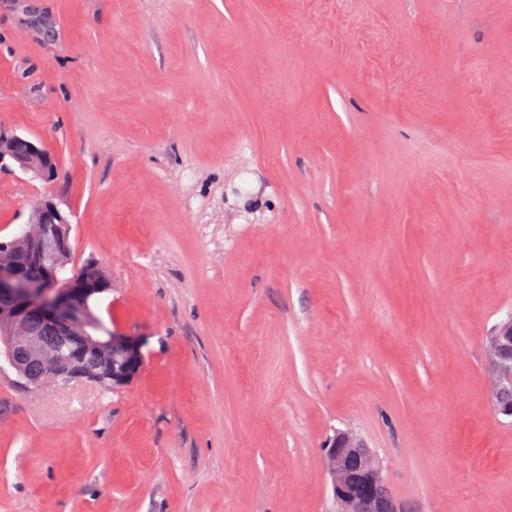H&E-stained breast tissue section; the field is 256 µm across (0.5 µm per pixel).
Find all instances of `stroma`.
<instances>
[{
	"instance_id": "stroma-1",
	"label": "stroma",
	"mask_w": 512,
	"mask_h": 512,
	"mask_svg": "<svg viewBox=\"0 0 512 512\" xmlns=\"http://www.w3.org/2000/svg\"><path fill=\"white\" fill-rule=\"evenodd\" d=\"M512 0H0V238L50 195L138 378L0 375V512H336L362 436L416 512H512ZM17 167L25 174L46 181L57 176L55 158L39 143L0 130V169ZM486 352L491 369L489 400L498 414L512 418V405L500 402L503 392H512V314L494 328Z\"/></svg>"
}]
</instances>
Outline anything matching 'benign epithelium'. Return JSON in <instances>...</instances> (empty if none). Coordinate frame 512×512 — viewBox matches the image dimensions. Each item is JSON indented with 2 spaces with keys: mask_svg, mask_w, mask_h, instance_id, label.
Wrapping results in <instances>:
<instances>
[{
  "mask_svg": "<svg viewBox=\"0 0 512 512\" xmlns=\"http://www.w3.org/2000/svg\"><path fill=\"white\" fill-rule=\"evenodd\" d=\"M17 167L25 174L51 181L55 158L39 143L0 130V169ZM30 223L37 235L21 232L14 246L0 248V363L11 368L15 383L28 388L47 383L68 386L85 381L111 390L130 385L144 364L142 343L118 330L100 329L88 300L112 290V283L88 272H65L70 249V220L52 197L32 207ZM81 294L83 303L73 297ZM37 312L56 342L48 345L29 317ZM77 349H71L72 343ZM23 353L40 366L37 378L16 364ZM490 374L489 400L495 411L512 418V405L500 402L512 392V316L497 325L486 343ZM325 466L331 479L336 512H413L392 494L384 467L365 439L338 431L327 444Z\"/></svg>",
  "mask_w": 512,
  "mask_h": 512,
  "instance_id": "1",
  "label": "benign epithelium"
}]
</instances>
